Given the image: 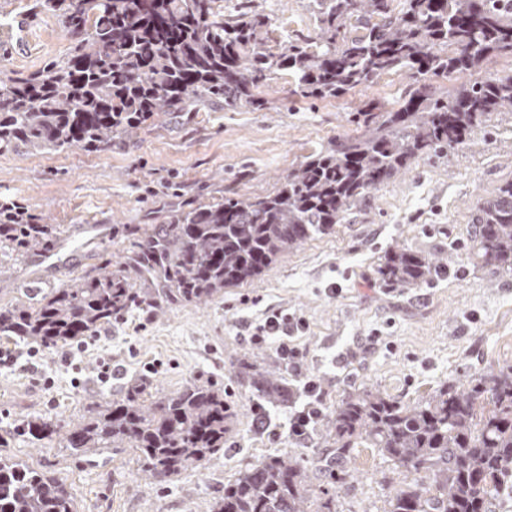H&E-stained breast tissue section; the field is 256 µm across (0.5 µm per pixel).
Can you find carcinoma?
Masks as SVG:
<instances>
[{"label": "carcinoma", "instance_id": "1", "mask_svg": "<svg viewBox=\"0 0 512 512\" xmlns=\"http://www.w3.org/2000/svg\"><path fill=\"white\" fill-rule=\"evenodd\" d=\"M218 0H43L61 12L69 54L25 78L0 77V151L92 149L130 137L160 115L195 103L267 108V75L290 73L301 94L337 98L382 75L407 69L413 84L397 108L369 101L357 112L361 132L338 137L288 172L264 197L181 209L165 224H128L134 248L118 265L101 263L63 287L0 307V336L53 348L93 336L142 305L166 310L207 304L224 289L251 281L307 240L345 224L366 194L412 160L449 154L473 143L490 113L512 107V77L468 81L448 96L433 77L481 68L512 55V0H313V44L266 43L269 19L243 13L229 21ZM472 254L496 271L512 272V183L484 199L473 218ZM53 224L18 221L0 204V254L48 251ZM154 278L147 296L128 269ZM433 259L408 247L388 250L379 275L387 287L418 288L435 272ZM238 378L263 404L276 406L285 387L246 359ZM233 417L224 385L190 382L157 396L147 383L65 432L29 421L33 442L61 438L79 457L133 448L152 480L202 467L224 447ZM336 463L285 452L246 466L224 485L213 512H334L336 494L311 483L320 470L331 484L352 477L344 464L361 440L404 475L386 512H496L512 501V365L491 368L459 387L444 382L413 406L364 388L324 415ZM0 512H74L64 482L0 459Z\"/></svg>", "mask_w": 512, "mask_h": 512}]
</instances>
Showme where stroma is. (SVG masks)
Returning a JSON list of instances; mask_svg holds the SVG:
<instances>
[{
	"label": "stroma",
	"mask_w": 512,
	"mask_h": 512,
	"mask_svg": "<svg viewBox=\"0 0 512 512\" xmlns=\"http://www.w3.org/2000/svg\"><path fill=\"white\" fill-rule=\"evenodd\" d=\"M225 15L257 11L271 20L268 45L314 36L310 0H223ZM57 12L38 0H0V72L24 77L68 53ZM411 78L398 70L336 99L296 93L288 73L268 75L266 109L218 104L190 118H159L112 150L86 153H0V200L21 203L58 225L63 245L23 262L0 259V306L22 301L24 288H58L96 262L100 250L122 261L128 224H162L186 204L225 197H263L280 179L336 137L358 134L355 113L370 99L401 103ZM473 147L443 158L421 156L351 210L335 233L305 242L260 277L225 289L205 306L159 313L142 307L87 336L40 348L0 366V459L19 461L61 479L77 512H211L224 485L247 465L290 451L302 456L330 447L322 427L289 438L288 409L270 410L271 425L252 428L249 390L241 389L237 357L261 370L283 364L274 346L241 336L244 321L279 309L306 327L294 343L310 374L320 377L323 406L367 387L412 404L441 383H466L490 367L512 365V273L484 267L468 245L481 201L512 183V107L489 115ZM403 245L439 257L442 267L422 287H384L378 268L389 248ZM113 376L98 377L100 363ZM233 389L235 415L223 448L205 468L145 484L133 449L115 448L86 461L59 440L35 446L24 421L78 422L99 403L147 381L170 394L192 381ZM353 476L341 486L337 512H385L402 476L378 449H351Z\"/></svg>",
	"instance_id": "obj_1"
}]
</instances>
